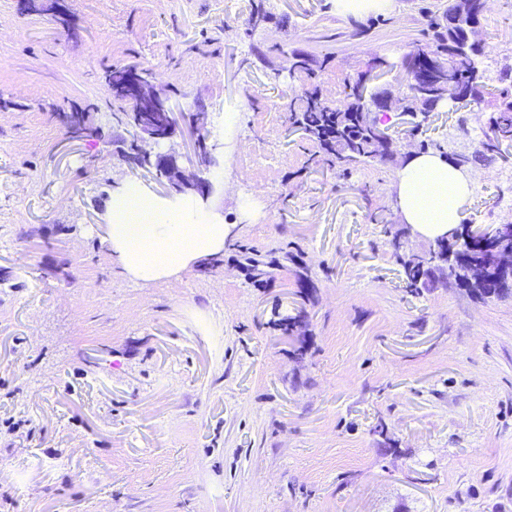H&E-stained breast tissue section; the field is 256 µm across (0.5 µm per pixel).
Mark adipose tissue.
I'll return each mask as SVG.
<instances>
[{"label":"adipose tissue","mask_w":512,"mask_h":512,"mask_svg":"<svg viewBox=\"0 0 512 512\" xmlns=\"http://www.w3.org/2000/svg\"><path fill=\"white\" fill-rule=\"evenodd\" d=\"M398 208L404 223L434 238L459 224L468 181L443 158L417 152L397 174ZM226 227L198 208L166 202L133 181L112 194L107 240L116 263L149 284L179 277L203 257L224 248Z\"/></svg>","instance_id":"adipose-tissue-1"}]
</instances>
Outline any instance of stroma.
Returning a JSON list of instances; mask_svg holds the SVG:
<instances>
[{
    "mask_svg": "<svg viewBox=\"0 0 512 512\" xmlns=\"http://www.w3.org/2000/svg\"><path fill=\"white\" fill-rule=\"evenodd\" d=\"M71 26L0 0V512H512V294L442 278L411 291L389 244L400 162L345 174L269 121L326 61L339 105L379 58L405 83L417 0H67ZM493 67L512 63V0L489 7ZM153 73L174 112L208 124V208L222 253L178 281L127 278L106 237L113 191L161 195L129 166L107 68ZM95 105L106 137L61 121ZM486 104L444 102L424 128L474 147ZM464 221L512 224V159L473 164ZM269 261L251 270L245 255ZM299 317L293 332L276 321Z\"/></svg>",
    "mask_w": 512,
    "mask_h": 512,
    "instance_id": "1",
    "label": "stroma"
}]
</instances>
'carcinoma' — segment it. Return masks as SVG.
Instances as JSON below:
<instances>
[{
    "mask_svg": "<svg viewBox=\"0 0 512 512\" xmlns=\"http://www.w3.org/2000/svg\"><path fill=\"white\" fill-rule=\"evenodd\" d=\"M458 8V0H447L445 5L427 14L424 44L415 45L404 56L402 65L416 66V58L421 53L445 56L458 44L460 30L452 25ZM486 56V43L482 42L467 54L453 56L448 66L452 78L468 91L470 101L480 102L489 97L494 106L481 127L479 148L470 154L472 164L495 159L496 153L489 145L492 139L512 138V66H503L491 76L484 68ZM291 61L308 80L303 105L298 109L292 104L288 107L291 125L307 134L320 153L340 165H348L370 153L374 143L367 131L376 124L369 109L370 101L349 92L345 102L337 107L330 106L321 96L320 70L314 68L311 60L297 50ZM496 247V242L492 240L469 234L461 237L459 242H437L423 258L413 255L402 259L408 286L417 292L428 287L431 275L448 271V261L454 258L457 261L456 285L481 298L506 296L512 292V267H502L488 259L489 253ZM483 263L487 269L482 279L474 282L468 280L464 269Z\"/></svg>",
    "mask_w": 512,
    "mask_h": 512,
    "instance_id": "1",
    "label": "carcinoma"
}]
</instances>
